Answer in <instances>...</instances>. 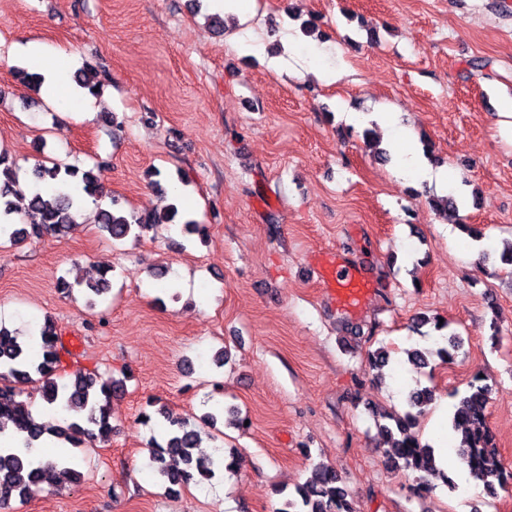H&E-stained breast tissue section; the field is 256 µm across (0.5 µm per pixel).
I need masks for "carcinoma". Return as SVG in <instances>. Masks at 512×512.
<instances>
[{"mask_svg":"<svg viewBox=\"0 0 512 512\" xmlns=\"http://www.w3.org/2000/svg\"><path fill=\"white\" fill-rule=\"evenodd\" d=\"M96 167L80 168L75 165L51 163L36 164L31 176L41 190L26 195L20 188L19 168L9 153L0 150V218L21 216L20 223L0 226V239L17 245L29 238L44 234L64 236L74 225L76 197L79 189L94 202L105 197ZM178 214L175 205L143 214L125 212L118 201L110 200L100 209V227L112 240L121 242L156 224H170ZM110 281L102 274L95 283H87L83 294L86 305L94 307L97 298L108 293ZM39 350L31 353L29 342L18 332L0 325V436L7 425L20 435L19 443L0 446V512H10L11 502L26 495L35 484L62 490L79 478L75 469L73 449L86 443L105 440L112 434L111 404L115 390L123 387V380L100 383L95 372L78 370L67 377L63 353L66 352L55 323L46 320L37 332ZM446 345L435 349L413 348L407 351L408 361L416 368L429 366L433 355L452 361L462 348L461 337L452 332L444 338ZM42 381L40 397L49 405H56L65 413L63 425L53 429L55 437L64 447L55 456L45 457L36 448L44 429L32 417L31 397L23 385L32 376ZM492 388L486 377L475 374L468 390L453 406L451 430L460 436L458 449L462 462L475 478L483 483L486 493L494 497L498 491L512 486V467L505 464L494 442L488 425L487 408ZM435 400V392L428 386L418 385L407 396V408L402 412L376 409L379 429L387 436L384 453L394 469L419 473L420 488L428 489L425 475L435 471L434 449L421 442L414 432L418 418ZM229 413L230 420L244 426L248 417L235 409H215L204 416V422L214 426L218 416ZM158 414L167 422L163 442L151 441L150 460L168 489L201 484L215 478L219 472L236 474L240 457H202L194 454L200 433L184 419H174L165 409ZM177 458L183 467L167 466L166 458ZM278 512H358L349 491L336 471L327 465L314 466L306 480L295 489V497L286 498Z\"/></svg>","mask_w":512,"mask_h":512,"instance_id":"1","label":"carcinoma"}]
</instances>
